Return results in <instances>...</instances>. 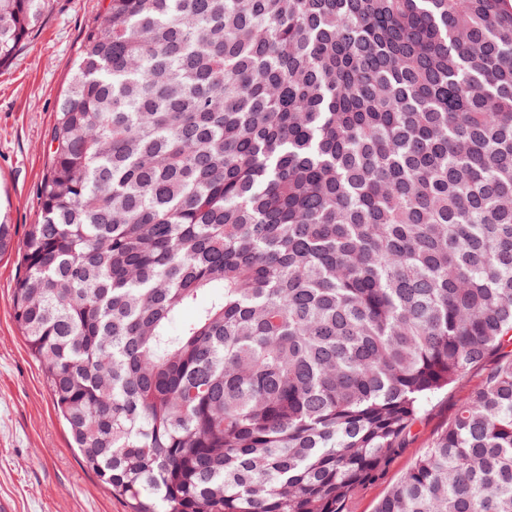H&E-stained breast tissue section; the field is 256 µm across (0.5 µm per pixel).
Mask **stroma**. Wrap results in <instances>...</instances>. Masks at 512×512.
<instances>
[{
  "label": "stroma",
  "instance_id": "35a3bbf8",
  "mask_svg": "<svg viewBox=\"0 0 512 512\" xmlns=\"http://www.w3.org/2000/svg\"><path fill=\"white\" fill-rule=\"evenodd\" d=\"M104 5L105 0H55L41 27L0 66V224L10 225L15 242L38 221L46 134L69 88L83 38L98 25ZM18 273L16 253L0 257V503L9 512H128L125 501L112 496L69 444L41 367L13 319ZM490 369L487 362L473 367L426 404L404 448L352 495L348 512H374Z\"/></svg>",
  "mask_w": 512,
  "mask_h": 512
}]
</instances>
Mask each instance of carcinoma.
Wrapping results in <instances>:
<instances>
[{
	"instance_id": "cac0c4a2",
	"label": "carcinoma",
	"mask_w": 512,
	"mask_h": 512,
	"mask_svg": "<svg viewBox=\"0 0 512 512\" xmlns=\"http://www.w3.org/2000/svg\"><path fill=\"white\" fill-rule=\"evenodd\" d=\"M47 142L14 319L132 512H344L512 345V0H107ZM375 512H512V353Z\"/></svg>"
}]
</instances>
